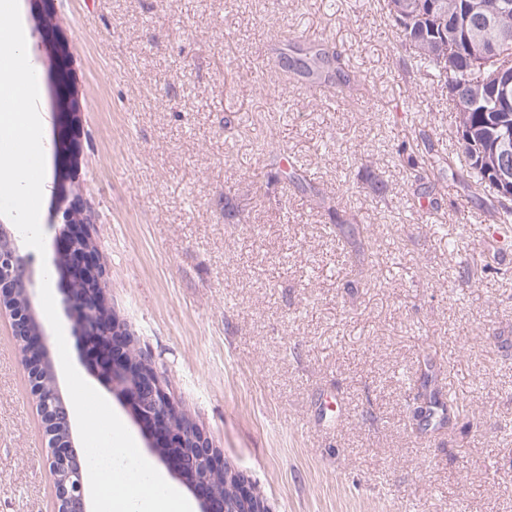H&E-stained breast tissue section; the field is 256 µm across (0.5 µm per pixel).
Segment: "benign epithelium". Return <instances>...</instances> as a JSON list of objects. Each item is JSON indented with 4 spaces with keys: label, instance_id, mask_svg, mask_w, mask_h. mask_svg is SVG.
Returning a JSON list of instances; mask_svg holds the SVG:
<instances>
[{
    "label": "benign epithelium",
    "instance_id": "obj_1",
    "mask_svg": "<svg viewBox=\"0 0 512 512\" xmlns=\"http://www.w3.org/2000/svg\"><path fill=\"white\" fill-rule=\"evenodd\" d=\"M42 6L39 28L43 39L54 42L57 59L66 60L67 47L50 23L53 14L49 0H33ZM482 62L493 66V81L502 105H512V58L505 53L479 49ZM54 107L63 118L53 142L54 155L61 161L56 189L62 204L51 221L60 226L54 247L53 262L66 259L74 280L83 291L74 299L78 317L74 328L86 337L85 344L100 373L112 383V390L129 408L134 420L150 429L154 450L174 468L177 478L195 495L201 512H268L264 501L254 492L248 478L224 466L219 451L199 429L195 421L182 412L166 392L151 359L135 347L127 328L109 311L106 303L108 278L100 267L94 243L79 226L91 223V211L75 192L72 162L77 143L71 130L80 112L70 73L59 68L54 76ZM503 149L486 159V167L498 174L502 184L512 190V171L505 163ZM32 255L21 243L13 224H0V310L10 312L14 336L20 345L24 365L39 396L41 417L49 436L50 471L53 475L56 512H91L87 482L73 439L72 406L67 404L56 384L54 364L47 336L35 307L36 281ZM227 484L220 488L218 475Z\"/></svg>",
    "mask_w": 512,
    "mask_h": 512
}]
</instances>
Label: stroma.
<instances>
[{
    "mask_svg": "<svg viewBox=\"0 0 512 512\" xmlns=\"http://www.w3.org/2000/svg\"><path fill=\"white\" fill-rule=\"evenodd\" d=\"M19 8L48 145L51 58L32 0ZM54 10L80 107L74 185L94 216L108 304L225 463L270 512H512V255L487 244L491 209L435 170L458 160L455 103L416 68L387 0ZM287 39L335 47L353 90L332 97L284 72ZM275 155L313 192L269 183ZM418 173L437 212L413 204ZM331 207L362 225L366 269L339 249ZM64 336L156 462L81 337ZM424 380L451 392L449 426L413 427ZM48 455L0 312V512H55Z\"/></svg>",
    "mask_w": 512,
    "mask_h": 512,
    "instance_id": "35a3bbf8",
    "label": "stroma"
}]
</instances>
